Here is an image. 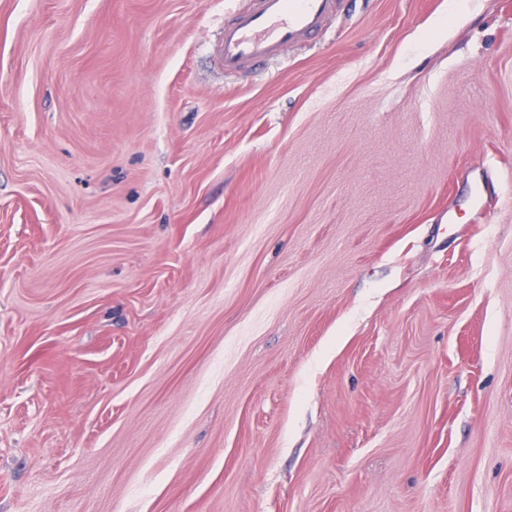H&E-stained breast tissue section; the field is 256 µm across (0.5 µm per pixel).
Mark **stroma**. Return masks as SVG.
I'll use <instances>...</instances> for the list:
<instances>
[{
    "instance_id": "stroma-1",
    "label": "stroma",
    "mask_w": 512,
    "mask_h": 512,
    "mask_svg": "<svg viewBox=\"0 0 512 512\" xmlns=\"http://www.w3.org/2000/svg\"><path fill=\"white\" fill-rule=\"evenodd\" d=\"M0 0V512H512V0ZM247 13L224 24L217 50L225 72L260 66L317 33L325 20L340 11L343 0H254Z\"/></svg>"
}]
</instances>
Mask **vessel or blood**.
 <instances>
[{
  "instance_id": "1",
  "label": "vessel or blood",
  "mask_w": 512,
  "mask_h": 512,
  "mask_svg": "<svg viewBox=\"0 0 512 512\" xmlns=\"http://www.w3.org/2000/svg\"><path fill=\"white\" fill-rule=\"evenodd\" d=\"M341 6L342 0H255L252 10L225 24L218 61L228 72L262 65L317 33Z\"/></svg>"
}]
</instances>
